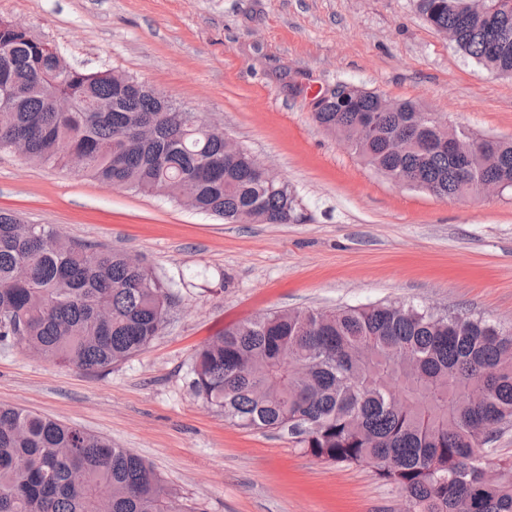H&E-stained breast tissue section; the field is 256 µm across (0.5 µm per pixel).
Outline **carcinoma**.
Masks as SVG:
<instances>
[{"label":"carcinoma","mask_w":512,"mask_h":512,"mask_svg":"<svg viewBox=\"0 0 512 512\" xmlns=\"http://www.w3.org/2000/svg\"><path fill=\"white\" fill-rule=\"evenodd\" d=\"M435 31L487 71L512 77V0H416ZM67 98L71 112L53 104ZM0 151L67 168L64 154L102 182L235 223L298 218L281 180L256 173L249 151L224 154V132L142 81L87 71L0 19ZM414 101L364 89L313 113L391 180L464 199L486 177L512 181V142L463 128L425 133ZM453 135L478 157L468 176L435 140ZM166 286L127 253L58 239L0 212V342L87 372L137 355L159 335ZM417 362L407 366L401 349ZM192 388L245 429L288 431L311 456L366 464L400 488L415 512H512V459L494 434L512 426V329L463 313L406 305L274 312L228 329L197 351ZM187 512L177 493L127 448L76 426L0 404V512Z\"/></svg>","instance_id":"1"}]
</instances>
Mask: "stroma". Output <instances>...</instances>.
Here are the masks:
<instances>
[{
  "label": "stroma",
  "mask_w": 512,
  "mask_h": 512,
  "mask_svg": "<svg viewBox=\"0 0 512 512\" xmlns=\"http://www.w3.org/2000/svg\"><path fill=\"white\" fill-rule=\"evenodd\" d=\"M71 64L124 71L220 127L288 183L301 216L228 224L0 151V210L140 258L175 303L101 372L0 344V404L130 449L192 512H403L367 465L225 420L191 387L198 349L279 311L404 304L512 327V194L441 200L396 184L313 120L339 84L512 140V78L431 29L415 0H0Z\"/></svg>",
  "instance_id": "obj_1"
}]
</instances>
